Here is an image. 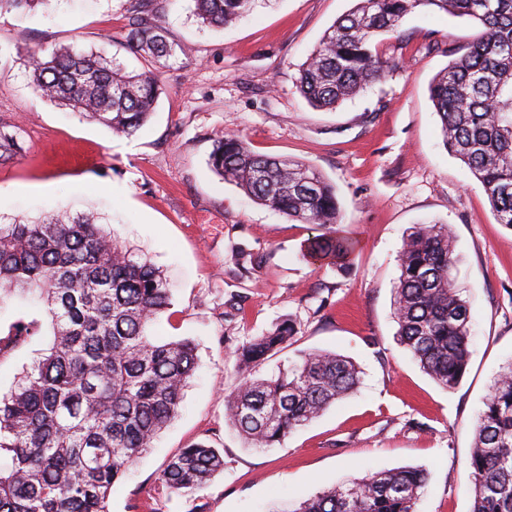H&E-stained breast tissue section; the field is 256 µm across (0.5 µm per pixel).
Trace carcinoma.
<instances>
[{
    "mask_svg": "<svg viewBox=\"0 0 512 512\" xmlns=\"http://www.w3.org/2000/svg\"><path fill=\"white\" fill-rule=\"evenodd\" d=\"M44 0H0V13ZM205 25L223 28L253 0H193ZM417 9L466 17L479 29L466 51L430 86L443 144L481 183L498 223L512 228V0H356L323 34L301 65L296 87L316 109L334 110L381 80L399 61L379 50ZM127 42L154 63L178 57L163 30L131 24ZM36 93L131 137L162 93L159 68L127 71L105 47L26 52ZM22 149L0 126V161ZM213 171L254 202L288 220L319 224L315 262L347 264L352 242L339 235L331 184L312 166L258 154L234 132L214 141ZM395 291L398 340L445 389L463 379L471 356L470 308L454 288L455 247L446 224L407 234ZM38 293L53 340L14 391L0 397V512H109L118 483L178 414L198 366L194 341H161L149 327L171 304L165 275L112 238L97 213L50 211L0 220V303L17 291ZM41 324L19 317L0 337V358L38 335ZM284 319L230 351L237 387L225 397L224 420L249 447L272 448L357 391L360 371L343 355L314 350L270 378L255 368L294 337ZM471 512H512V363L494 382L479 416L469 460ZM224 471L223 453L197 443L171 456L162 489L194 493ZM425 470L401 467L326 487L293 512H416Z\"/></svg>",
    "mask_w": 512,
    "mask_h": 512,
    "instance_id": "cac0c4a2",
    "label": "carcinoma"
}]
</instances>
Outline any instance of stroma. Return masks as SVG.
I'll list each match as a JSON object with an SVG mask.
<instances>
[{"label":"stroma","mask_w":512,"mask_h":512,"mask_svg":"<svg viewBox=\"0 0 512 512\" xmlns=\"http://www.w3.org/2000/svg\"><path fill=\"white\" fill-rule=\"evenodd\" d=\"M353 0H256L238 23H200L193 0H50L28 15L0 16V121L17 127L23 150L0 162V215L36 217L92 202L112 236L150 257L168 278L171 305L153 333L192 339L198 368L178 415L112 489L110 512H293L323 487L370 471L425 469L417 512H471L474 428L502 367L512 362V229L498 224L480 183L443 145L430 85L451 60L433 49L464 46L473 23L416 12L403 38L381 49L398 68L336 111L313 109L296 89L302 63ZM184 46L161 70L155 112L133 137L38 98L31 48L91 51L108 34L109 57L142 68L130 51L132 17ZM243 135L257 153L319 170L341 209L336 230L356 243L349 268L312 263L303 252L323 229L288 222L254 203L209 166L215 138ZM447 224L455 285L472 316L471 357L447 390L397 339L398 255L412 226ZM261 260L244 271L239 251ZM243 315H236V308ZM289 318L293 342L257 371L266 378L310 350L352 359L356 394L275 448H249L224 421L238 383L231 345ZM39 336L0 359L9 393L49 347ZM205 442L224 471L191 495L158 486L166 460Z\"/></svg>","instance_id":"obj_1"}]
</instances>
